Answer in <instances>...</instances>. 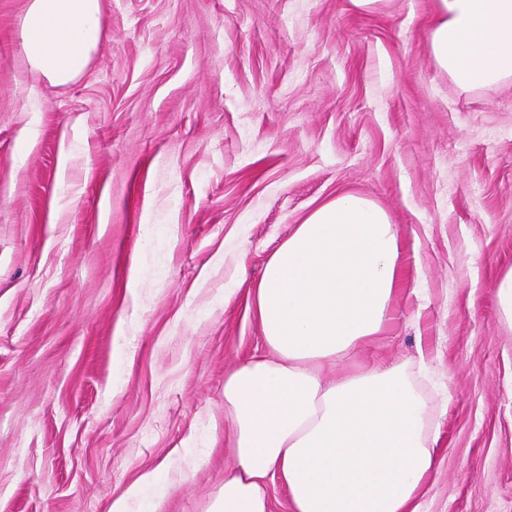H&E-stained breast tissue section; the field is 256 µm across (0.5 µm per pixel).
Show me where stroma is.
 <instances>
[{"label": "stroma", "instance_id": "35a3bbf8", "mask_svg": "<svg viewBox=\"0 0 512 512\" xmlns=\"http://www.w3.org/2000/svg\"><path fill=\"white\" fill-rule=\"evenodd\" d=\"M0 0V512H209L249 293L336 194L395 224L381 335L324 378L425 355L424 512H512V85L433 63V0H103L87 69L24 56ZM493 300L499 314L512 328V268L498 280L493 290Z\"/></svg>", "mask_w": 512, "mask_h": 512}]
</instances>
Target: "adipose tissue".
Returning <instances> with one entry per match:
<instances>
[{"label":"adipose tissue","mask_w":512,"mask_h":512,"mask_svg":"<svg viewBox=\"0 0 512 512\" xmlns=\"http://www.w3.org/2000/svg\"><path fill=\"white\" fill-rule=\"evenodd\" d=\"M105 32L101 0H29L21 23L29 63L55 85L83 73ZM429 42L461 88L512 82V0H435ZM402 265L388 213L355 193L270 255L252 290L269 353L224 379L232 464L210 512H271L276 483L291 512H421L436 456L413 372L381 360L323 378L385 329Z\"/></svg>","instance_id":"adipose-tissue-1"}]
</instances>
